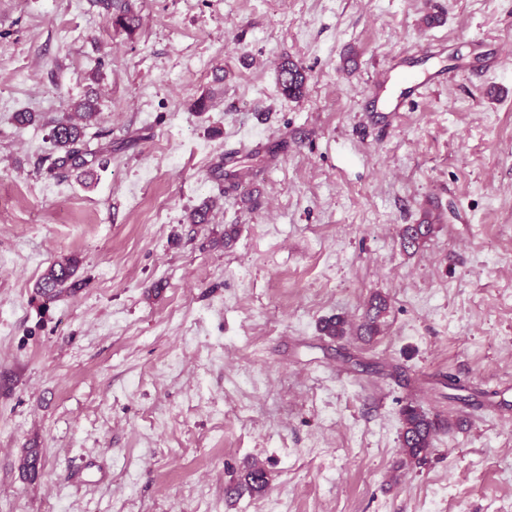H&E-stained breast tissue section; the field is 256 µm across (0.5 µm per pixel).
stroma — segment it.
I'll use <instances>...</instances> for the list:
<instances>
[{
	"mask_svg": "<svg viewBox=\"0 0 512 512\" xmlns=\"http://www.w3.org/2000/svg\"><path fill=\"white\" fill-rule=\"evenodd\" d=\"M136 8L129 35L93 0H0V512H512V0ZM426 47L454 78L373 124L375 71ZM89 96L107 164L49 171ZM229 148L254 156L230 189ZM69 255L80 288L46 300ZM376 293L380 335L321 333ZM410 402L444 424L420 465ZM307 77L304 70L289 59L283 60L278 67V83L283 94L289 98L302 96ZM433 230L434 224L430 217H426L422 224H407L401 232V245L406 251L415 250L432 234ZM80 259L73 255L50 264L37 284L38 292L49 300L62 293L78 288L80 281L75 279Z\"/></svg>",
	"mask_w": 512,
	"mask_h": 512,
	"instance_id": "obj_1",
	"label": "stroma"
}]
</instances>
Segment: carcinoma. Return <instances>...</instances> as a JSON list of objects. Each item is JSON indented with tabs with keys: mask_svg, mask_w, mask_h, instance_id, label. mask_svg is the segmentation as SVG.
I'll list each match as a JSON object with an SVG mask.
<instances>
[{
	"mask_svg": "<svg viewBox=\"0 0 512 512\" xmlns=\"http://www.w3.org/2000/svg\"><path fill=\"white\" fill-rule=\"evenodd\" d=\"M109 21L118 29L133 33L139 27V16L132 0H98ZM307 77L304 70L289 59L283 60L278 67V83L283 94L290 98L302 96ZM99 112L92 101L79 103L74 113L56 120L51 125L49 140L51 142V160L49 170L68 168L89 172L97 161L96 151L86 141V129L97 120ZM434 230L431 218H425L422 224H407L401 232V245L404 249H416ZM80 266V259L73 255L50 264L37 284L38 292L49 300L62 293L79 287L75 279ZM388 302L377 295L369 303L365 322L359 327V335L376 336L380 332V319L386 314ZM323 335L341 339L350 335L351 328L345 318L335 316L325 320L321 326ZM442 428L436 417H431L423 408L413 402L401 410V448L405 458L414 463H421L434 448V440ZM265 468L255 465L243 478V485L252 493H261L267 487Z\"/></svg>",
	"mask_w": 512,
	"mask_h": 512,
	"instance_id": "carcinoma-1",
	"label": "carcinoma"
}]
</instances>
